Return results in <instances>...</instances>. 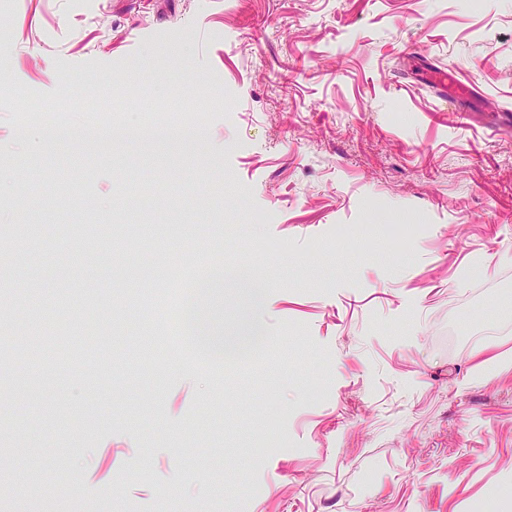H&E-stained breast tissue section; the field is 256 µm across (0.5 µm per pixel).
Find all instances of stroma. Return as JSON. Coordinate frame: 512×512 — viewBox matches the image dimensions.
<instances>
[{
    "instance_id": "35a3bbf8",
    "label": "stroma",
    "mask_w": 512,
    "mask_h": 512,
    "mask_svg": "<svg viewBox=\"0 0 512 512\" xmlns=\"http://www.w3.org/2000/svg\"><path fill=\"white\" fill-rule=\"evenodd\" d=\"M416 53L473 80L460 107ZM217 263L273 304L197 368L165 272ZM26 359L10 512H512V0H0V363ZM172 289V294L167 305V313L165 319L168 320V325L172 333H174L169 341L172 346L176 349L182 350L185 343V326L184 322L181 325L179 318L176 316V312L180 306L179 302V290L180 286H175Z\"/></svg>"
}]
</instances>
